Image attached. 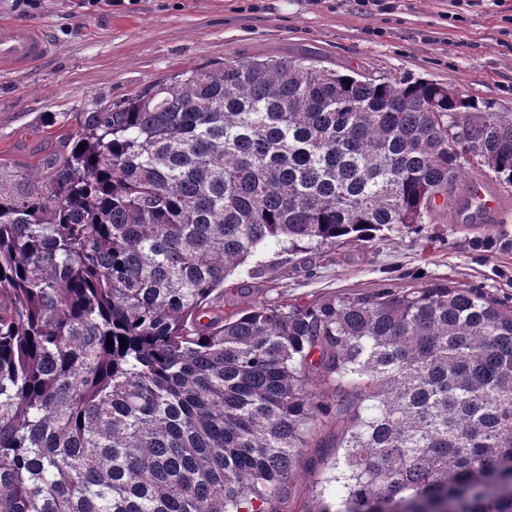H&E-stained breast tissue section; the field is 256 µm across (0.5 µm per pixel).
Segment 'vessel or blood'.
<instances>
[{"label": "vessel or blood", "mask_w": 512, "mask_h": 512, "mask_svg": "<svg viewBox=\"0 0 512 512\" xmlns=\"http://www.w3.org/2000/svg\"><path fill=\"white\" fill-rule=\"evenodd\" d=\"M51 51L52 45L43 29L18 21H0V73L26 70ZM458 201L467 213L482 221H493L501 209L496 193L483 184H468Z\"/></svg>", "instance_id": "obj_1"}]
</instances>
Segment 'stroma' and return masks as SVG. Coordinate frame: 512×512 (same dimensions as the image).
<instances>
[{"instance_id":"35a3bbf8","label":"stroma","mask_w":512,"mask_h":512,"mask_svg":"<svg viewBox=\"0 0 512 512\" xmlns=\"http://www.w3.org/2000/svg\"><path fill=\"white\" fill-rule=\"evenodd\" d=\"M0 20L38 26L53 45L34 68L0 74V163L30 174L65 153L63 116L212 61L301 59L343 74L426 78L512 117V0H0ZM465 178L496 190V223L448 210L369 242L263 254L262 274L243 265L225 280V315L421 282L512 307V186L481 167Z\"/></svg>"}]
</instances>
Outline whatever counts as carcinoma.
Listing matches in <instances>:
<instances>
[{
	"instance_id": "cac0c4a2",
	"label": "carcinoma",
	"mask_w": 512,
	"mask_h": 512,
	"mask_svg": "<svg viewBox=\"0 0 512 512\" xmlns=\"http://www.w3.org/2000/svg\"><path fill=\"white\" fill-rule=\"evenodd\" d=\"M67 141L38 176L0 166V512H282L305 448L298 512H512V312L420 284L224 316L266 250L431 222L468 154L512 185V118L213 61ZM304 457L305 459H299L292 467L291 481L288 484L286 500L283 505L284 512H289V504L290 509L296 512L295 510L310 500V489L318 474L319 466L312 467L309 464V460L314 457V448H308L307 455Z\"/></svg>"
}]
</instances>
